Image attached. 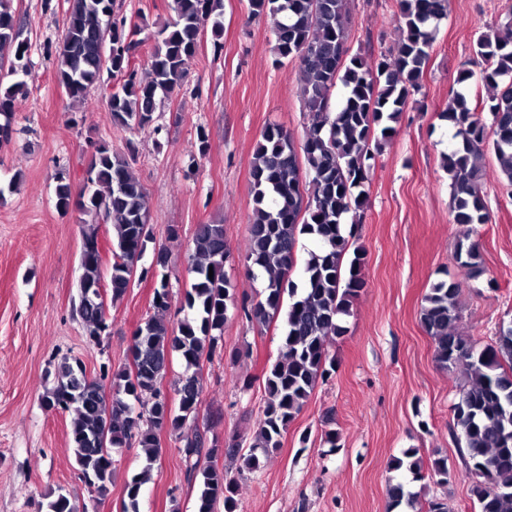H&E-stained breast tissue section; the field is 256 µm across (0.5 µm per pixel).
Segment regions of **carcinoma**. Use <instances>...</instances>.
I'll list each match as a JSON object with an SVG mask.
<instances>
[{"label":"carcinoma","instance_id":"obj_1","mask_svg":"<svg viewBox=\"0 0 512 512\" xmlns=\"http://www.w3.org/2000/svg\"><path fill=\"white\" fill-rule=\"evenodd\" d=\"M65 29L55 48L58 84L69 99L81 101L101 82L104 72L120 78L110 94L112 123L126 130L146 131L155 122L159 94L181 87L189 61L201 40V21L213 19L212 34L220 38L224 0H173L176 18L157 34L150 55L152 76H138L134 61L145 39L140 28L127 23L115 10L114 0H67ZM254 17L272 20L274 52L279 59L298 62L302 73L301 96L309 123L300 143L278 124L265 127L256 143L251 178L254 207L248 229L246 259L249 268L267 273L263 298L241 306L247 319L266 323L282 317L285 323L281 353L265 376V406L249 450L231 445L241 467L257 471L262 459L281 447V439L300 413L318 382L328 375L329 347L346 333L342 318L366 288L362 275L365 252L355 246V227H345L346 215H361L367 201L376 152L397 132L396 124L411 95L420 87L434 41L432 24L448 14V0H401L396 18L400 36L387 53L349 54L350 17L347 0H250ZM11 0H0V45L15 48L20 60L28 43ZM112 46V58L103 64L101 47ZM475 53L482 62L480 74L463 70L456 84L469 86L474 79L496 90L489 111L491 124L456 94L443 117L457 128L460 141L442 155L450 180L452 223L463 229L454 260L464 276L484 272L477 243L470 240L476 224H486L490 212L482 190L483 170L478 159L489 151L500 173L512 186V17L490 33L476 38ZM342 85L344 97L331 109V96ZM24 82L0 87V141L12 135L11 119ZM88 178L78 199L64 176L56 185L57 204L75 207L93 223L83 230L79 285L102 281L98 226L114 229L112 266L108 288L111 299L126 294L133 271L141 267L152 242L146 193L127 155L107 143L98 145L87 165ZM301 235L317 238L318 248L302 267L303 284L291 279L297 265L296 244ZM353 258L345 261L347 253ZM230 251L222 224H199L187 252L193 274L184 293V306L193 312L178 327L168 325L164 313L170 302L166 276L153 297V316L139 324L130 348L131 364L100 377L84 378L83 362L65 357L55 384L43 396L50 410L72 412L70 445L79 479L103 495L112 482V450L133 444L146 450L147 462L160 453L156 431L177 432L197 420L203 402V361L212 359L234 302V285L223 269ZM461 283L441 280L424 297L420 319L432 338L435 358L450 373L464 376L453 407L459 432L460 453L472 476V493L478 512H512V325L499 329L494 343L482 348L454 329L459 319ZM291 302L284 304V296ZM73 312L95 332L103 322L97 305L76 304ZM185 362L177 401L172 404L160 389L173 354ZM108 435L109 452L98 446ZM181 453L189 478L201 477L197 512H237V479L213 464L222 448L207 431L193 426L182 437ZM415 452L395 460L393 469L406 477L387 486L390 509L416 508L407 480L422 477ZM150 468L126 485L124 512H139L142 486ZM48 512H78L70 498L60 493L48 503Z\"/></svg>","mask_w":512,"mask_h":512}]
</instances>
